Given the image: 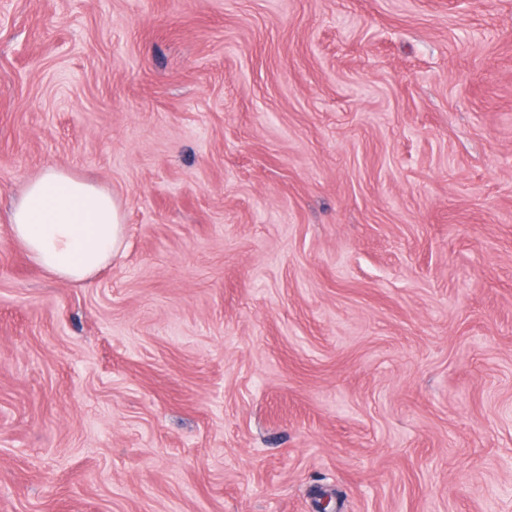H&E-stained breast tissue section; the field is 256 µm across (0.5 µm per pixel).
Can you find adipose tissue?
I'll return each instance as SVG.
<instances>
[{"label":"adipose tissue","mask_w":512,"mask_h":512,"mask_svg":"<svg viewBox=\"0 0 512 512\" xmlns=\"http://www.w3.org/2000/svg\"><path fill=\"white\" fill-rule=\"evenodd\" d=\"M11 231L48 273L83 282L122 251L124 215L112 193L49 167L28 182L14 205Z\"/></svg>","instance_id":"1"}]
</instances>
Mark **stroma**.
<instances>
[{"mask_svg":"<svg viewBox=\"0 0 512 512\" xmlns=\"http://www.w3.org/2000/svg\"><path fill=\"white\" fill-rule=\"evenodd\" d=\"M326 502L512 512V0H0V512ZM11 231L48 273L84 282L122 251L124 215L112 193L48 167L28 182L14 205Z\"/></svg>","mask_w":512,"mask_h":512,"instance_id":"1","label":"stroma"}]
</instances>
